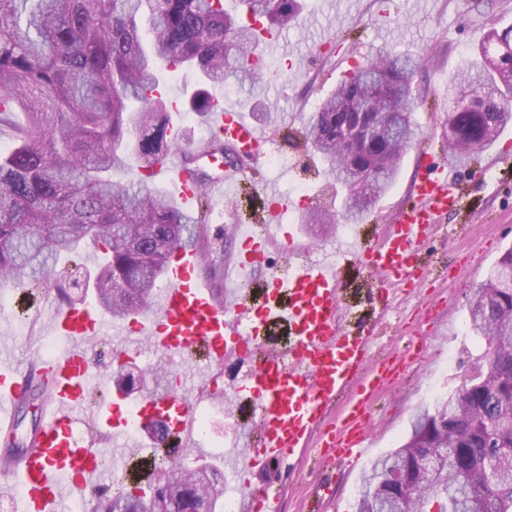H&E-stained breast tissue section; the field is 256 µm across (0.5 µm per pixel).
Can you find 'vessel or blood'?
<instances>
[{"label": "vessel or blood", "mask_w": 512, "mask_h": 512, "mask_svg": "<svg viewBox=\"0 0 512 512\" xmlns=\"http://www.w3.org/2000/svg\"><path fill=\"white\" fill-rule=\"evenodd\" d=\"M205 117L239 155L255 164L264 159L270 136L241 108L225 102L223 94L214 93ZM248 174L242 167L225 169L212 183L215 193L235 192ZM152 176L172 184L180 202L194 208L197 184L179 159L169 154L159 158ZM256 192L264 200L261 216L265 221L287 210L289 200L275 186L262 185ZM412 195L374 247L337 244L335 263H305L288 280L268 270L260 289L252 280L253 267L264 263L270 247L297 252L292 234L275 240L246 235L235 273L220 294L198 277L199 251L179 249L167 271L168 285L158 294L156 317H142L129 327L128 353H138V339L144 336L155 352L188 363L200 354L210 367L223 364L228 352L253 356L243 389L257 417L240 423L251 438L237 455L241 470H259L311 443L318 450L321 469L356 466L372 439L377 397L386 386L405 379L430 334L416 331L399 352L370 355L378 321L350 329L338 314L345 273L356 269L378 274L380 293L422 282L426 273L420 247L443 216L458 212L464 188L452 168L431 162L420 166ZM107 327L98 309L87 304L67 308L51 324L52 333L69 342L45 365L53 400L41 414L32 449L18 459L6 457L0 468V486L21 487L23 512H55L63 486L86 489L98 484L93 431L80 418L78 408L87 388L105 383L106 377L89 362L79 342L100 336ZM22 391L19 368L1 365L0 432L13 433ZM341 394L347 403L340 413H332ZM187 402V396L176 391L143 393L136 402L137 425L163 421L169 441L196 446ZM111 437L123 443L129 456H143L144 442L128 433L125 422L113 425ZM244 491L260 512H272L276 497L269 486L248 481Z\"/></svg>", "instance_id": "vessel-or-blood-1"}]
</instances>
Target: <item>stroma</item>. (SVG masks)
<instances>
[{
  "mask_svg": "<svg viewBox=\"0 0 512 512\" xmlns=\"http://www.w3.org/2000/svg\"><path fill=\"white\" fill-rule=\"evenodd\" d=\"M512 24V0H303L297 27L283 30L277 41L263 45L265 58L276 60L277 71L263 70L257 80L261 96L278 130L271 152L295 160L292 168L265 172V179L279 187L304 185L308 196L294 199L278 222L297 240L318 250L330 244L332 234L314 231L303 224L302 214L311 204L324 202L341 209L346 200L322 157L306 143L301 130L322 100L346 74L351 62H360L378 47L395 54L422 58L414 79L417 95L425 98L413 118L429 148L413 146L401 159L397 179L388 193L377 200L369 218L358 227L366 244L389 223L395 211L411 198V186L418 164L430 160L451 163V152L440 143L448 134L443 108L448 103V80L465 59L475 55L484 33L493 27ZM488 178L475 179L467 168L457 174L467 192L460 215L448 217L422 245L420 257L428 273L424 294L441 295V319L423 359L415 362L410 379L398 391L385 393L375 413L376 430L369 458L352 470H341L335 498L338 512L350 506L365 469L372 458L397 448L409 428L414 412L429 405L422 390L431 380L441 395L458 389L476 358L486 348L484 339L461 335L460 325L468 318L474 288L501 253L512 247V122L498 134L482 158ZM263 207L251 183H241L239 191L224 210V260L236 261L242 239L236 224L253 223ZM372 280L361 277L348 283L343 295L344 322L357 327L361 320L380 319L384 330L374 345L391 352L405 346L413 329L422 320L420 299L406 300L390 294L386 307L372 306L368 290ZM65 306L55 299L41 300L28 317H21L16 305L0 306V338L7 344L8 359L21 370L41 357L50 338L52 320ZM209 375L198 369H179L178 391L188 392L211 411L210 431L205 451L210 459L225 467L236 463L225 445L234 428L233 416L224 403L203 398L201 390ZM310 470L306 453L288 457L276 469V487L281 512H308V496L319 480Z\"/></svg>",
  "mask_w": 512,
  "mask_h": 512,
  "instance_id": "35a3bbf8",
  "label": "stroma"
}]
</instances>
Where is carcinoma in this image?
Here are the masks:
<instances>
[{"label": "carcinoma", "mask_w": 512, "mask_h": 512, "mask_svg": "<svg viewBox=\"0 0 512 512\" xmlns=\"http://www.w3.org/2000/svg\"><path fill=\"white\" fill-rule=\"evenodd\" d=\"M267 30L297 24L300 0H240ZM512 47V26L490 32L478 60L450 78L446 123L456 161L471 167L491 147L512 114V54L496 64L487 45ZM265 65L258 29L224 0H0V285L15 283L33 297L52 274V262L72 257L79 276H56V299L71 306L74 290L94 284L98 306L116 320L152 307L174 251L206 248V210H183L154 186L151 168L173 151L191 162L192 145L170 133L161 72H198L202 88L187 111L209 109V88L246 85ZM418 60L379 51L356 65L311 115L306 139L347 192L342 214L324 204L305 221L329 230L361 224L368 201L395 183L403 153L421 141L412 120V81ZM134 167L136 181L112 173ZM91 251L99 263H82ZM470 332L487 347L454 392L419 409L399 448L372 462L352 512H395L392 472L412 473L416 457L445 455L431 486L402 492L405 512H512V478L490 481L492 450L512 452V247L473 290ZM112 369L151 392L170 390L174 370L134 373L113 356ZM43 381L31 385L18 412L40 410ZM224 512L219 465L157 467L144 487L124 480L93 491L88 512Z\"/></svg>", "instance_id": "obj_1"}]
</instances>
